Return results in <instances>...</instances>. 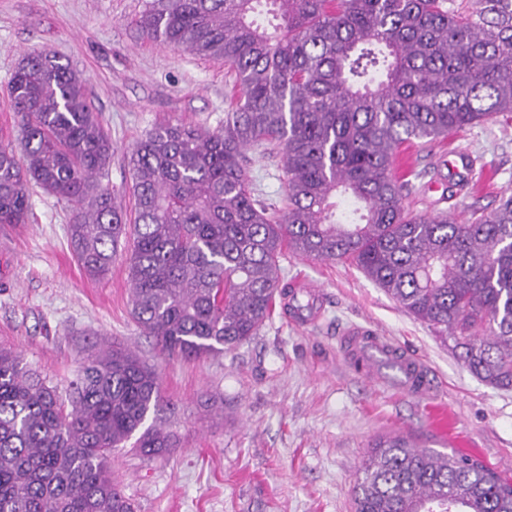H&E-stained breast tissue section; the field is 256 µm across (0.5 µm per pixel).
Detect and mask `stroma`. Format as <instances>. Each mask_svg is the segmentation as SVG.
<instances>
[{
	"instance_id": "obj_1",
	"label": "stroma",
	"mask_w": 512,
	"mask_h": 512,
	"mask_svg": "<svg viewBox=\"0 0 512 512\" xmlns=\"http://www.w3.org/2000/svg\"><path fill=\"white\" fill-rule=\"evenodd\" d=\"M146 0H0V141L20 147L8 82L25 53L47 50L83 74L112 138L101 179L132 208L128 152L156 124L213 128L224 121L233 79L222 61L143 38L134 22ZM476 157L485 186L449 197L440 175L457 152ZM414 209L491 211L512 191V117L410 147ZM255 196L280 206V156L249 151ZM69 202L32 191L28 223L0 231V344L21 352L61 396H68L85 347L117 343L157 366L165 398L177 405L173 456L147 461L112 456L137 512H354L352 488L371 444L400 435L442 454H458L512 483V390L473 376L452 342L401 309L355 264L292 252L282 283L312 302L311 324L275 308L248 342L201 360H159L131 314L128 268L117 253L107 279L87 277L68 240ZM373 329L420 357L430 387L455 417L450 440L433 433L425 399L398 392L380 363L358 367L340 350L350 325Z\"/></svg>"
}]
</instances>
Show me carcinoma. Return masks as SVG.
Segmentation results:
<instances>
[{
	"label": "carcinoma",
	"instance_id": "1",
	"mask_svg": "<svg viewBox=\"0 0 512 512\" xmlns=\"http://www.w3.org/2000/svg\"><path fill=\"white\" fill-rule=\"evenodd\" d=\"M135 25L224 62L236 83L224 124L165 121L133 145L131 221L100 182L112 139L82 74L31 51L8 86L24 148L0 142L1 227L28 223L34 184L73 204L70 246L90 278L130 239L132 316L168 359L256 335L288 294L289 249L352 261L475 377L512 389V194L466 220L431 216L393 175L403 146L512 114V0H150ZM254 146L281 155L278 210L255 198ZM460 160L452 187H475ZM162 402L158 370L121 344L85 349L66 402L0 345V512H135L112 452L180 447ZM353 498L355 512H512L492 472L398 436L371 445Z\"/></svg>",
	"mask_w": 512,
	"mask_h": 512
}]
</instances>
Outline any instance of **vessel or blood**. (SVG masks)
Here are the masks:
<instances>
[{
    "instance_id": "b4317fda",
    "label": "vessel or blood",
    "mask_w": 512,
    "mask_h": 512,
    "mask_svg": "<svg viewBox=\"0 0 512 512\" xmlns=\"http://www.w3.org/2000/svg\"><path fill=\"white\" fill-rule=\"evenodd\" d=\"M342 344L351 357L357 358L361 353L370 352L383 360L406 393L417 397L429 396L430 391L424 382L423 366L389 343L386 338L376 335L373 330L350 328L345 332Z\"/></svg>"
}]
</instances>
